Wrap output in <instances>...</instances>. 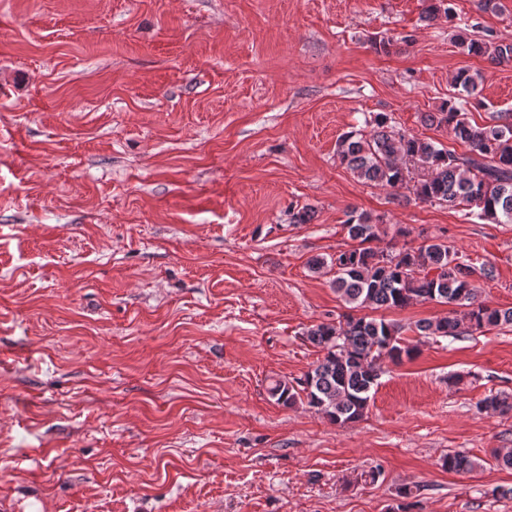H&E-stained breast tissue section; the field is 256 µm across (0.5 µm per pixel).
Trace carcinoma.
Listing matches in <instances>:
<instances>
[{"label": "carcinoma", "instance_id": "obj_1", "mask_svg": "<svg viewBox=\"0 0 512 512\" xmlns=\"http://www.w3.org/2000/svg\"><path fill=\"white\" fill-rule=\"evenodd\" d=\"M459 46L493 65L512 62V44L498 41L489 31L462 39ZM481 80V73L461 70L453 85L470 96ZM426 121L447 128L469 152L459 154L432 141L396 133L389 129L387 117L377 116L372 132L345 133L338 143V155L347 169L366 182L403 186L421 202L446 203L465 210L467 217L512 224V119L501 116L490 125H473L450 99L439 111L428 114ZM407 160L422 163L428 175L411 181L403 167ZM345 228L358 246L328 261L312 263L316 271L327 267L333 272L332 285L345 303L377 309H402L417 301L454 306L450 316L419 323L417 330L422 336L455 338L512 325V308L503 310L478 301L474 276L491 278L493 266L484 264L477 269L461 262L457 252L441 240L416 249L375 250L366 246L377 236V224L367 213H351ZM400 330L394 323L367 317L348 316L336 325L318 324L307 336L322 348L324 356L297 385L277 381L268 393L284 406L295 404L303 395L309 406L332 423L355 422L366 413L370 392L378 384L380 357L400 361L416 353V347L402 341ZM479 410L504 415L512 413V402L491 395L480 402ZM477 466L479 463L463 454L442 459V467L450 472L472 471Z\"/></svg>", "mask_w": 512, "mask_h": 512}]
</instances>
